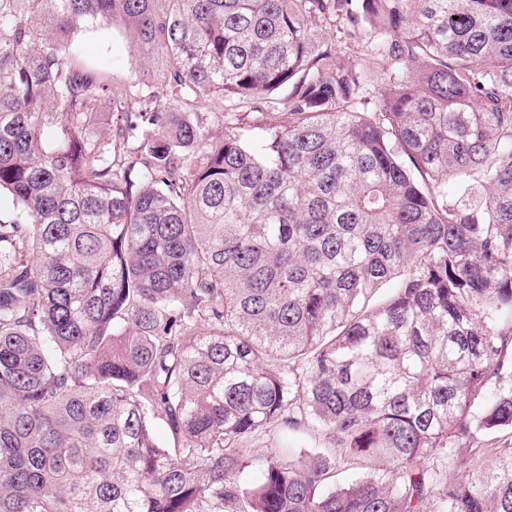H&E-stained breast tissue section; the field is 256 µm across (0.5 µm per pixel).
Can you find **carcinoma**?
I'll use <instances>...</instances> for the list:
<instances>
[{
  "label": "carcinoma",
  "mask_w": 512,
  "mask_h": 512,
  "mask_svg": "<svg viewBox=\"0 0 512 512\" xmlns=\"http://www.w3.org/2000/svg\"><path fill=\"white\" fill-rule=\"evenodd\" d=\"M2 196L0 512H512V0H0ZM73 46L78 53L97 62L115 82L122 86L129 78L132 52L126 40L116 35L112 38V29L101 33H79Z\"/></svg>",
  "instance_id": "cac0c4a2"
}]
</instances>
